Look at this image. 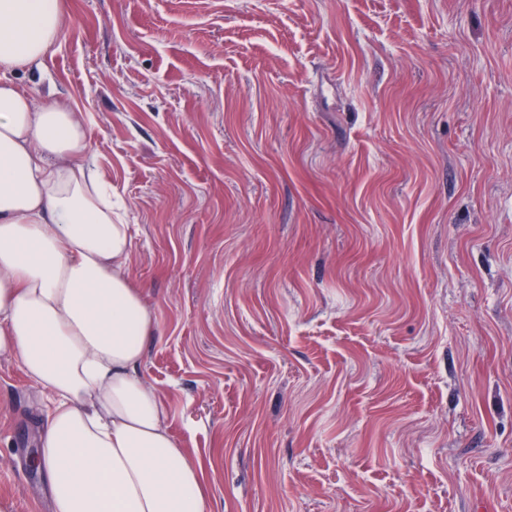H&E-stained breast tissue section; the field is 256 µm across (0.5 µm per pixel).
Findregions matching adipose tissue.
I'll return each instance as SVG.
<instances>
[{
	"label": "adipose tissue",
	"mask_w": 512,
	"mask_h": 512,
	"mask_svg": "<svg viewBox=\"0 0 512 512\" xmlns=\"http://www.w3.org/2000/svg\"><path fill=\"white\" fill-rule=\"evenodd\" d=\"M63 29L60 0H0V357L46 396L37 467L54 512H207L202 471L138 373L155 321L85 160L87 120L13 80Z\"/></svg>",
	"instance_id": "obj_1"
}]
</instances>
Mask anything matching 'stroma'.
Here are the masks:
<instances>
[{"mask_svg":"<svg viewBox=\"0 0 512 512\" xmlns=\"http://www.w3.org/2000/svg\"><path fill=\"white\" fill-rule=\"evenodd\" d=\"M209 512H512V0H64ZM46 401L0 358V500Z\"/></svg>","mask_w":512,"mask_h":512,"instance_id":"1","label":"stroma"}]
</instances>
